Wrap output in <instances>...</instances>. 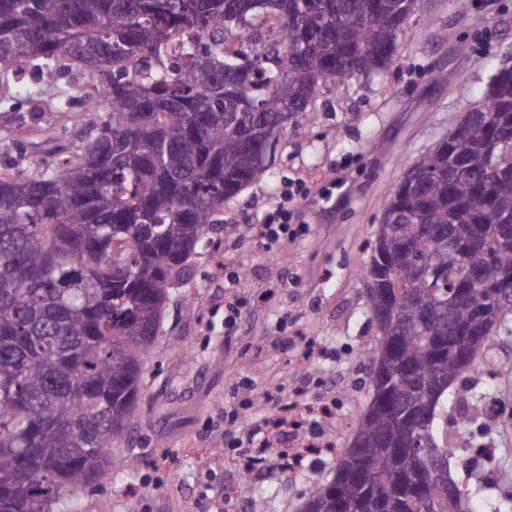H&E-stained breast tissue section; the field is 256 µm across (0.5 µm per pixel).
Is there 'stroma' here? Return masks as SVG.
<instances>
[{"instance_id":"obj_1","label":"stroma","mask_w":512,"mask_h":512,"mask_svg":"<svg viewBox=\"0 0 512 512\" xmlns=\"http://www.w3.org/2000/svg\"><path fill=\"white\" fill-rule=\"evenodd\" d=\"M512 48V0H417L387 70L323 89L281 137L268 178L227 202L169 291L143 373L137 415L108 451L111 480L79 490V512H298L332 476L328 460L242 481L255 429L288 402L311 409L304 432L347 447L369 401L376 344L361 268L384 205L413 161L484 98ZM89 72L51 84L31 72L0 79V172L40 175L101 126L88 110ZM304 198L271 246L256 234L282 193ZM237 321H230V314ZM332 402L333 419L314 406ZM468 481L472 512L503 498L482 469Z\"/></svg>"}]
</instances>
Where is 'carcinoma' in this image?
<instances>
[{"label": "carcinoma", "instance_id": "obj_1", "mask_svg": "<svg viewBox=\"0 0 512 512\" xmlns=\"http://www.w3.org/2000/svg\"><path fill=\"white\" fill-rule=\"evenodd\" d=\"M417 0H0V68L101 75L106 120L49 173L0 172V512H78L128 432L169 282L329 84L378 73ZM274 17L282 39L246 36ZM411 169L363 281L369 402L304 512H464L435 434L512 295V69ZM454 241L448 247V240Z\"/></svg>", "mask_w": 512, "mask_h": 512}]
</instances>
